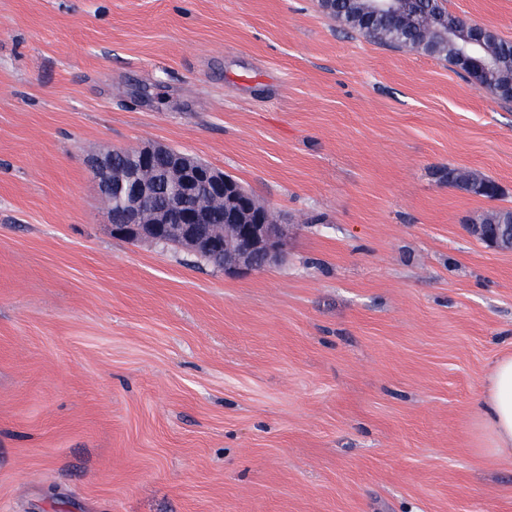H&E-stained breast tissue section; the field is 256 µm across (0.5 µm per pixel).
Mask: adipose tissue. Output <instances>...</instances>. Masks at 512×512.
Masks as SVG:
<instances>
[{
  "label": "adipose tissue",
  "mask_w": 512,
  "mask_h": 512,
  "mask_svg": "<svg viewBox=\"0 0 512 512\" xmlns=\"http://www.w3.org/2000/svg\"><path fill=\"white\" fill-rule=\"evenodd\" d=\"M475 409L492 437L493 454L512 456V354L496 360Z\"/></svg>",
  "instance_id": "ef3b65f1"
}]
</instances>
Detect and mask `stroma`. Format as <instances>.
Segmentation results:
<instances>
[{"mask_svg":"<svg viewBox=\"0 0 512 512\" xmlns=\"http://www.w3.org/2000/svg\"><path fill=\"white\" fill-rule=\"evenodd\" d=\"M446 7L512 40V0ZM146 143L281 260L115 236L85 160ZM508 208L512 103L320 0H0V512H512L473 412L512 252L467 230Z\"/></svg>","mask_w":512,"mask_h":512,"instance_id":"1","label":"stroma"}]
</instances>
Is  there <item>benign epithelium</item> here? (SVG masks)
Returning a JSON list of instances; mask_svg holds the SVG:
<instances>
[{
	"label": "benign epithelium",
	"instance_id": "7a95c632",
	"mask_svg": "<svg viewBox=\"0 0 512 512\" xmlns=\"http://www.w3.org/2000/svg\"><path fill=\"white\" fill-rule=\"evenodd\" d=\"M481 30L482 26H474L465 42L481 56L485 74L497 70L500 62L484 45ZM112 156L111 150L94 154L87 164L100 194H116L120 220L112 225L115 236L205 255L221 247L227 274L264 269L284 252L288 225L280 223L271 209L224 171L163 144L141 146L131 153L132 159L142 167L157 159L163 161V177L175 184L163 205L150 208L156 181L147 174L125 181L112 164ZM201 187L220 200V211L191 206V197ZM469 231L489 249L512 251V219L501 224L474 222Z\"/></svg>",
	"mask_w": 512,
	"mask_h": 512
}]
</instances>
